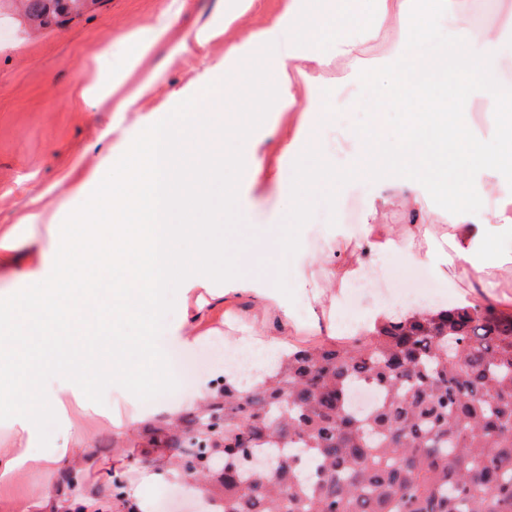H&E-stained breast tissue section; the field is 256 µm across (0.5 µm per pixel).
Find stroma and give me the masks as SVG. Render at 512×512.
<instances>
[{
	"mask_svg": "<svg viewBox=\"0 0 512 512\" xmlns=\"http://www.w3.org/2000/svg\"><path fill=\"white\" fill-rule=\"evenodd\" d=\"M225 0H102L95 12L62 24L41 34H28L20 18L11 12L0 13V226L16 223L30 209L36 192L68 179L81 182L86 174L97 173L107 181L113 168L127 163V145L138 127L141 114L157 115L182 109L179 92L189 90L206 70L205 61L187 56L168 60L163 49H156L143 64L160 71L161 81L154 98L144 103L141 112L127 113L124 120L79 100L81 89L106 82L132 49L142 27L157 18H171L174 30L185 33L212 23L222 16ZM376 105L365 98L360 111L337 108L316 114L315 129L329 136L350 128L371 125ZM298 115H283L277 126L262 125L254 134L261 141L267 161L279 167L289 162L281 156V140L291 138ZM109 138H102L105 128ZM373 192L366 181L356 182L344 193L326 185L307 204L302 218L306 233L298 251H271L261 265L251 266L250 276L274 302L256 305L250 294L207 299L206 289H198L204 304L185 300L183 292L171 288L160 308L133 322H116L111 335L149 337L159 349L156 367L160 378H168L172 358H180L189 371L185 391L168 400L166 386H138L132 397L118 390L98 393L89 410L73 407L72 412L89 435L78 452L85 475L82 501L87 512H119L109 494L104 477L122 471L131 485L141 512H172L157 492L165 483L177 497L199 503L200 496L188 492L183 478L175 472L158 479L152 470L136 465L132 448L117 446L116 422H130L131 434L143 432L166 410L187 412L200 392L202 379L216 380L224 374L223 348L244 344L250 330L279 338L284 344L336 343L346 340L337 330V320L361 313L371 314L380 299L371 294L354 297L350 289L336 292L324 286L315 259L336 247V229L344 227L359 235L365 224H388L395 228L418 222L446 231L456 214L447 201L434 196L424 211L411 214L398 200L372 207ZM239 203L253 221L262 224H290L294 212L286 194L269 180L244 183L239 188ZM20 247L10 271L0 274V289L12 287L30 271L29 257L48 245L47 225L23 227ZM196 318L197 334L178 336L177 326L185 314ZM155 393L153 409L144 410L141 398ZM55 469L29 472L19 480L0 482V512H42L40 503L46 487L55 484Z\"/></svg>",
	"mask_w": 512,
	"mask_h": 512,
	"instance_id": "stroma-1",
	"label": "stroma"
}]
</instances>
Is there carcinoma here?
I'll list each match as a JSON object with an SVG mask.
<instances>
[{
  "mask_svg": "<svg viewBox=\"0 0 512 512\" xmlns=\"http://www.w3.org/2000/svg\"><path fill=\"white\" fill-rule=\"evenodd\" d=\"M19 3L35 28L101 0ZM360 386L377 391L351 406ZM220 414L224 424L195 434ZM191 476L220 512H512V315L458 302L394 314L348 344L289 348L150 428L140 461Z\"/></svg>",
  "mask_w": 512,
  "mask_h": 512,
  "instance_id": "cac0c4a2",
  "label": "carcinoma"
}]
</instances>
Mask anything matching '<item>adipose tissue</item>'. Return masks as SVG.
<instances>
[{"label": "adipose tissue", "mask_w": 512, "mask_h": 512, "mask_svg": "<svg viewBox=\"0 0 512 512\" xmlns=\"http://www.w3.org/2000/svg\"><path fill=\"white\" fill-rule=\"evenodd\" d=\"M362 2L284 0L273 19L243 35L215 63L219 78L192 93L184 111L148 123L131 147V162L113 170L100 201L70 211L80 236L53 233L19 293L0 296V305L12 314L7 335L0 336V384L9 386L8 426L20 442L0 459L1 480L51 466V458L33 451L45 419H56L74 442L87 441L67 403L91 400L115 385L131 386L135 372L156 361L145 341L131 349L110 347L102 360L87 355L88 323L138 317L175 283L187 292L208 287L217 256L237 261L240 239L272 237L281 249L296 245L300 225L256 224L237 211L239 184L258 180L266 166L252 124L224 113L233 105L263 117L296 111L300 129L311 128L314 113L335 111L336 96L323 93L304 107L297 89L308 85L310 66L324 65L328 58L346 63L348 80L366 88L382 111L405 116V131L397 137L384 134L378 121L348 134L353 165L372 184L376 199L396 195L415 210L427 195L441 194L453 203L457 218L442 236L428 224L401 232L384 224L363 225L358 242L321 258L327 287L355 282L368 250L476 283L485 296L497 299V271L512 270V224L502 222L490 206V183L512 182V119L482 132L463 114L476 99L496 112L512 100L495 79L505 51L512 50V13L479 36L459 0H374L367 15ZM341 17L359 21L366 37L390 39L376 72L359 68V43L340 34ZM439 24L448 25V36L442 50L432 54L428 34ZM171 30L166 20L147 25L142 54L165 43L170 54L202 57L227 27L217 22L175 41ZM140 64V57L126 59L111 83L99 88L97 105L109 112L138 111L160 80L159 72L141 71ZM201 105L210 108L212 126L235 139L232 151H225L223 139L207 138L188 155V115ZM450 151L457 157L454 166L430 163V156ZM284 152L295 170L287 187L294 208H303L322 183L347 180L325 163L326 148L318 138L303 151L288 142ZM218 208L236 210L234 237L217 236L212 225L202 223L203 215Z\"/></svg>", "instance_id": "ef3b65f1"}]
</instances>
